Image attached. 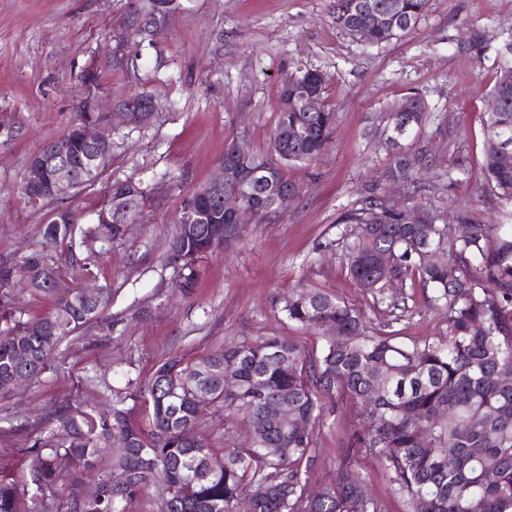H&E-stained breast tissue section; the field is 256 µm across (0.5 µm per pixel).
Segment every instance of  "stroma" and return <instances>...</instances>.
Listing matches in <instances>:
<instances>
[{
	"label": "stroma",
	"instance_id": "35a3bbf8",
	"mask_svg": "<svg viewBox=\"0 0 512 512\" xmlns=\"http://www.w3.org/2000/svg\"><path fill=\"white\" fill-rule=\"evenodd\" d=\"M137 0H0V258L41 249L38 234L51 204L23 195L32 155L66 133L88 94L101 105L140 90L161 105L151 122L112 126L109 182L142 183L149 200L122 240L101 258L96 282L113 299L79 329L43 373L0 394V469L22 476L36 460L35 435L55 411H105L126 381H147L169 355L201 357L240 336H283L312 350V332L279 311L289 288H322L363 309L374 325L393 322L400 341L447 335L444 310L427 290L407 289L406 309L391 321L386 305L348 277L337 219L365 185L380 179L391 153L377 131L384 112L406 96L428 104L425 133L458 181L440 195L392 191L396 203L437 201L485 224H512V207L486 184L484 120L502 56L512 44V0H430L403 37L364 45L335 25L332 0H176L155 45L115 36ZM483 34V50L470 49ZM130 66H111L115 50ZM316 69L327 79L325 103L336 111L332 141L311 167L288 171L300 194L283 216L250 224L245 237L205 260L190 296L162 254L188 199L213 176L227 145L246 139L267 152L285 74ZM96 73L95 86L85 76ZM355 409L338 403L317 427L308 489L321 490L340 459L366 476L388 512H411L393 491L382 462L347 447Z\"/></svg>",
	"mask_w": 512,
	"mask_h": 512
}]
</instances>
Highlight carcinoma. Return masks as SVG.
<instances>
[{"instance_id":"obj_1","label":"carcinoma","mask_w":512,"mask_h":512,"mask_svg":"<svg viewBox=\"0 0 512 512\" xmlns=\"http://www.w3.org/2000/svg\"><path fill=\"white\" fill-rule=\"evenodd\" d=\"M176 0H146L134 11L126 37L154 43ZM429 0H334L332 18L344 33L368 29L372 45L398 39L415 26ZM390 25H371L374 14ZM324 91L325 77L296 72L280 88L273 132L297 126L305 135L284 154L250 152L259 170L247 203L260 197L274 202L280 190L299 193L285 169L311 165L328 149L336 113L323 107L307 112L300 101L307 91ZM491 95L499 108L487 113L482 170L488 185L512 203V61L503 65ZM393 107L382 134L409 139L405 151L392 155L389 180L412 181L431 172L437 190L448 170L430 139L422 135L427 109L418 94ZM111 187L125 192V206L112 212V223H77L74 211L58 206L41 225L43 240L66 247L65 261L80 279L95 278L102 246L122 239L147 202L142 184L132 180ZM464 227L455 236L445 214L433 205L395 209L372 186L358 206L339 219L348 245L342 254L347 275L358 287L384 302L393 286L427 288L430 301L448 313V335L405 344L393 331L371 326L365 313L320 288H293L280 313L314 332L319 348L302 350L278 335L231 338L221 350L196 359L172 355L159 362L145 382L127 381L129 390H112L106 412L58 411L51 427L31 446L40 466L17 482L0 473V512H129V505L157 484L172 491L159 512H235L254 487L265 493L253 512H386L363 475L347 459L336 468L330 493L320 500L304 496L313 461L315 428L326 417L328 400L345 397L358 409L360 424L347 441L382 459L395 491L408 498L412 512H512V224H481L459 212ZM230 225L209 186L195 191L162 256L171 264L173 250L194 259L177 269L184 296L196 288V263L235 239L214 236ZM378 252L391 254L379 271ZM454 277L448 278V267ZM59 259L42 252L0 259V393L5 381L24 368L36 378L59 345L96 320L111 301L108 288L87 297L76 286L66 299L55 294ZM19 288L52 300L41 317L24 319L8 292ZM237 364L238 386L224 391L219 374L224 363ZM288 392V420L279 417L280 392ZM142 397L148 405L145 427L134 424L126 401ZM222 407L245 427L242 445L224 433V466H209L208 437L193 441L186 433L201 426L198 404ZM307 426L296 425V419Z\"/></svg>"}]
</instances>
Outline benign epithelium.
<instances>
[{
  "mask_svg": "<svg viewBox=\"0 0 512 512\" xmlns=\"http://www.w3.org/2000/svg\"><path fill=\"white\" fill-rule=\"evenodd\" d=\"M155 110L153 99L136 102L122 97L114 100L111 108L105 111L95 96L87 97L82 102L81 111L88 113V117L73 125L72 136L54 141L48 151H39L30 158L24 185L28 202L37 205L46 198L64 199L77 191L86 179L93 177L110 162L107 148L112 144V119L121 116L142 124L146 120V113ZM77 142L83 144L87 151L82 173L78 177L69 163L72 145ZM249 157L250 153L244 146L236 145L208 181L211 189L222 196L224 211L232 215L236 224H250L255 217L254 209L244 205L240 193L252 177L248 170ZM226 185L234 186L235 191L225 192Z\"/></svg>",
  "mask_w": 512,
  "mask_h": 512,
  "instance_id": "benign-epithelium-1",
  "label": "benign epithelium"
}]
</instances>
